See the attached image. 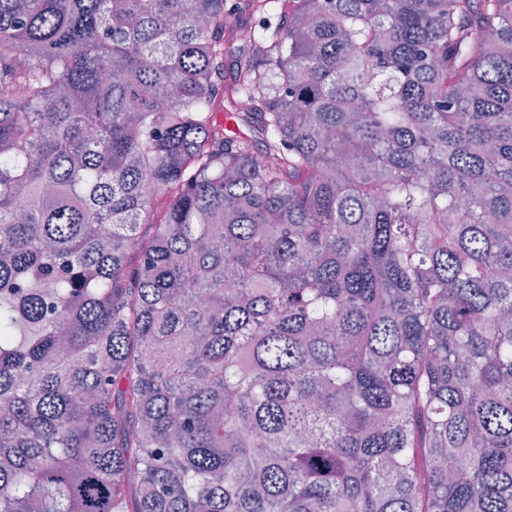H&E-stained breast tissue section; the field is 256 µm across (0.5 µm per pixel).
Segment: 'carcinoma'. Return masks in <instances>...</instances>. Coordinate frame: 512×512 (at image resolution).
Wrapping results in <instances>:
<instances>
[{
    "label": "carcinoma",
    "instance_id": "1",
    "mask_svg": "<svg viewBox=\"0 0 512 512\" xmlns=\"http://www.w3.org/2000/svg\"><path fill=\"white\" fill-rule=\"evenodd\" d=\"M0 88V512H512V0H0Z\"/></svg>",
    "mask_w": 512,
    "mask_h": 512
}]
</instances>
